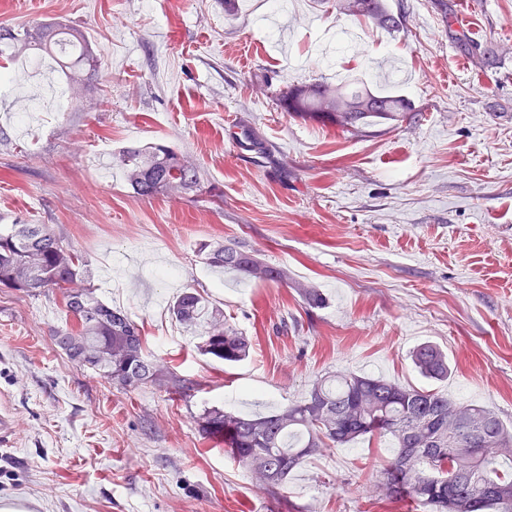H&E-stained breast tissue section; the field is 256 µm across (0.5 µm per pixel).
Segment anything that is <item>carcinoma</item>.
I'll return each mask as SVG.
<instances>
[{
	"mask_svg": "<svg viewBox=\"0 0 512 512\" xmlns=\"http://www.w3.org/2000/svg\"><path fill=\"white\" fill-rule=\"evenodd\" d=\"M336 13L363 17L387 30L402 26V16L389 11L383 0H336ZM2 40L10 41L16 54L36 48L50 52L69 42L74 52L60 62V69L73 86L85 87L99 72V60L76 28H0ZM279 100L292 117L347 130L398 121L411 111L401 96L374 95L351 83L293 85ZM118 162L137 197H179L202 189L197 165L169 145H129ZM204 260L211 268L250 280L288 283V269L235 245L218 243L204 252ZM0 285L27 292L60 290L73 323L55 331L56 344L93 377L124 388L150 383L178 395L195 389L173 368L147 357L139 325L126 310L95 294L87 260L47 225L6 224L0 229ZM293 288L309 308L324 304L318 289L299 282ZM169 310L186 328L206 324L200 350L211 359L233 364L250 357L249 337L228 324L224 309L197 290L185 289ZM412 359L425 378L445 380L451 373L448 356L432 344L415 349ZM196 424L204 437L223 436L236 462L271 485L288 482L305 458L324 449L389 436L395 452L379 471L376 487L382 496L410 498L430 512H512V474L496 468L500 458L512 461V426L491 408L460 404L434 390L337 372L317 380L299 403L254 416L208 407Z\"/></svg>",
	"mask_w": 512,
	"mask_h": 512,
	"instance_id": "obj_1",
	"label": "carcinoma"
}]
</instances>
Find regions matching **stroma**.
Listing matches in <instances>:
<instances>
[{
  "mask_svg": "<svg viewBox=\"0 0 512 512\" xmlns=\"http://www.w3.org/2000/svg\"><path fill=\"white\" fill-rule=\"evenodd\" d=\"M388 31L337 18L333 0H0V27L60 22L101 60L96 81L19 119L28 85L65 79L31 54L0 88V225L46 224L87 258L103 300L125 308L149 358L195 382L178 397L89 377L55 344L59 291L0 288V512H426L368 486L390 439L306 458L257 484L204 407L266 411L302 401L328 372L435 390L512 423V0H384ZM468 22H458L462 12ZM359 79L411 104L360 132L290 117V85ZM258 145L237 152L234 131ZM132 143L186 153L204 189L139 199L117 165ZM256 251L318 288L216 273L202 250ZM193 288L253 343L228 366L169 304ZM448 356L432 381L411 355ZM415 368L425 378L445 380L451 373L448 356L432 344H424L412 353Z\"/></svg>",
  "mask_w": 512,
  "mask_h": 512,
  "instance_id": "obj_1",
  "label": "stroma"
}]
</instances>
